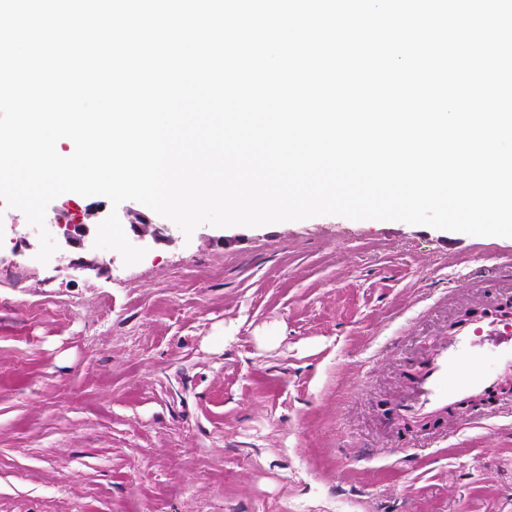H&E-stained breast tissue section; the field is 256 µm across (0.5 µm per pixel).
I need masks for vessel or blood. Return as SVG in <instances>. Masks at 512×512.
Listing matches in <instances>:
<instances>
[{"label":"vessel or blood","mask_w":512,"mask_h":512,"mask_svg":"<svg viewBox=\"0 0 512 512\" xmlns=\"http://www.w3.org/2000/svg\"><path fill=\"white\" fill-rule=\"evenodd\" d=\"M512 377V329L493 314L458 324L418 365L400 411L411 419L444 420L458 401Z\"/></svg>","instance_id":"vessel-or-blood-1"}]
</instances>
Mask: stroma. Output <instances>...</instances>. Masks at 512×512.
I'll return each instance as SVG.
<instances>
[{
	"label": "stroma",
	"mask_w": 512,
	"mask_h": 512,
	"mask_svg": "<svg viewBox=\"0 0 512 512\" xmlns=\"http://www.w3.org/2000/svg\"><path fill=\"white\" fill-rule=\"evenodd\" d=\"M102 196L48 207L97 228ZM125 265L0 215V512H512V379L395 416L468 310L512 302V238L321 216L198 227ZM97 259L75 277L67 259Z\"/></svg>",
	"instance_id": "1"
}]
</instances>
